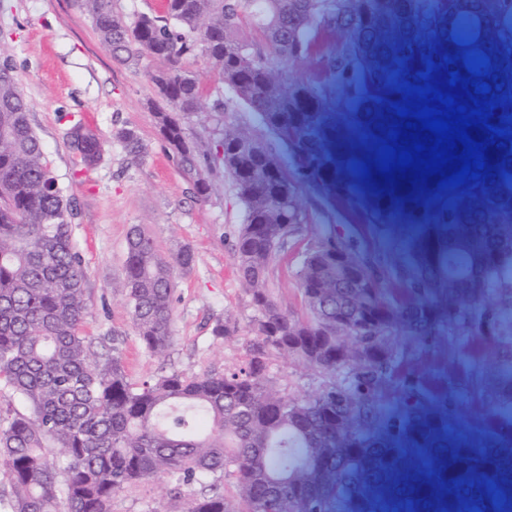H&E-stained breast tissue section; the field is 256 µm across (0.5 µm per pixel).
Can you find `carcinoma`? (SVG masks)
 Here are the masks:
<instances>
[{"instance_id": "1", "label": "carcinoma", "mask_w": 512, "mask_h": 512, "mask_svg": "<svg viewBox=\"0 0 512 512\" xmlns=\"http://www.w3.org/2000/svg\"><path fill=\"white\" fill-rule=\"evenodd\" d=\"M102 44L121 64L149 56L151 109L159 133L188 170L194 147L183 127L203 90L188 62L204 59L278 148L224 128L214 160L243 208L234 238L236 272L255 315L238 365L173 371L131 381L122 355L94 349L84 333L86 272L73 245L72 201L53 176L30 122V104L8 61L0 63V388L23 404L0 405V463L11 487L0 512H112L120 494L169 479L167 506L150 512H512V456L497 423L512 421V141L489 146L488 178L426 190L361 176L405 103L401 87L424 85L431 60L470 77L465 56H487L481 76L500 96L489 122L512 131V0H166L128 22L116 0H84ZM326 78L297 82L288 65L311 58L322 38ZM454 58L447 64L444 58ZM115 137L141 155L131 128ZM337 171L365 187L373 224L430 225L447 235L428 257L430 282L401 265L383 238L353 247L350 229L327 219L301 256L298 279L311 316L283 312L267 283L306 216L302 189L332 210L317 179L327 148ZM72 151L92 165L101 143L83 123ZM193 250L164 261L135 225L122 285L135 333L151 356L172 345L176 271ZM461 336L448 372L452 435L406 432L399 403L422 391L405 353L390 343L437 344ZM293 355L348 375L305 398H288L270 375ZM435 457L430 469L421 461Z\"/></svg>"}]
</instances>
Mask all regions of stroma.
Wrapping results in <instances>:
<instances>
[{
	"label": "stroma",
	"mask_w": 512,
	"mask_h": 512,
	"mask_svg": "<svg viewBox=\"0 0 512 512\" xmlns=\"http://www.w3.org/2000/svg\"><path fill=\"white\" fill-rule=\"evenodd\" d=\"M2 60L13 65L18 85L32 104L31 124L60 187L75 205L73 240L87 272L86 335L115 337L135 382L172 370L221 371L239 364L243 334L254 316L231 250L242 209L230 179L217 169L208 174V199L197 200L188 172L172 158L149 107L154 88L148 74L157 68V60L116 64L78 0H0ZM189 67L199 77L203 97L200 110L184 121L185 134L205 163L223 126L233 124L255 135L260 129L203 59L190 61ZM79 121L103 144L100 160L90 166L70 148L72 128ZM124 127L140 136V158L128 156L116 139V130ZM301 202L307 226L281 254L269 286L284 311L304 319L308 309L297 271L302 253L318 238L325 207L307 194ZM134 225L154 238L163 257L184 245L195 253L193 267L175 279L174 342L162 359L141 348L121 286ZM357 231L367 239L384 237L399 260L417 265L424 253L438 251L444 239L437 229L408 224H361ZM219 319L236 324L239 335L214 338L211 328ZM453 354L444 343L419 347L415 369L422 373L428 394L419 403L406 404L407 429H415L423 417L447 414L448 360ZM270 372L291 397L313 394L331 381L328 374L291 356L275 357Z\"/></svg>",
	"instance_id": "35a3bbf8"
}]
</instances>
